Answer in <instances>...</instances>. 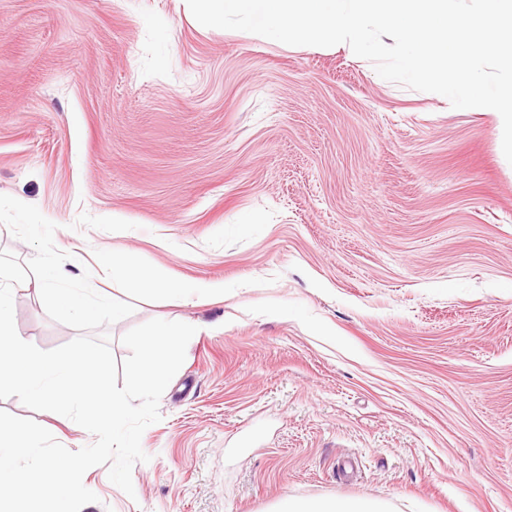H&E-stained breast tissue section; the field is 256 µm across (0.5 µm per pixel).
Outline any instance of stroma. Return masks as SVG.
I'll return each mask as SVG.
<instances>
[{
  "instance_id": "35a3bbf8",
  "label": "stroma",
  "mask_w": 512,
  "mask_h": 512,
  "mask_svg": "<svg viewBox=\"0 0 512 512\" xmlns=\"http://www.w3.org/2000/svg\"><path fill=\"white\" fill-rule=\"evenodd\" d=\"M0 195L59 250L144 258L230 294L106 326L198 327L143 433L134 495L81 512H512V164L502 121L350 47L207 28L185 0H0ZM40 349L76 329L19 293ZM71 450L95 437L17 398ZM275 512H386L383 506L371 499L327 498L303 500L286 498L280 502Z\"/></svg>"
}]
</instances>
